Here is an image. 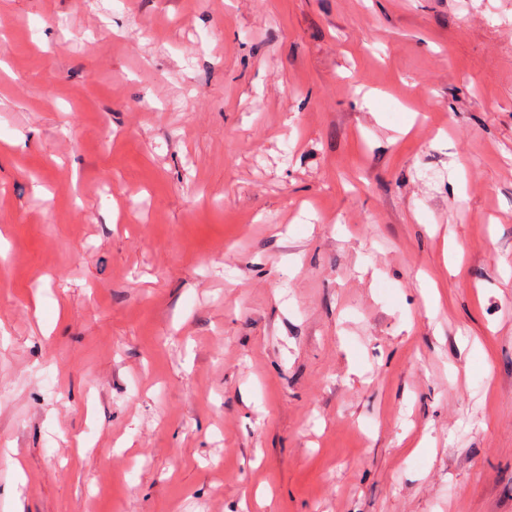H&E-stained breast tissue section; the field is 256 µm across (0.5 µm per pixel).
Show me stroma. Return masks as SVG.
Listing matches in <instances>:
<instances>
[{
	"label": "stroma",
	"instance_id": "obj_1",
	"mask_svg": "<svg viewBox=\"0 0 512 512\" xmlns=\"http://www.w3.org/2000/svg\"><path fill=\"white\" fill-rule=\"evenodd\" d=\"M0 512H512V0H0Z\"/></svg>",
	"mask_w": 512,
	"mask_h": 512
}]
</instances>
